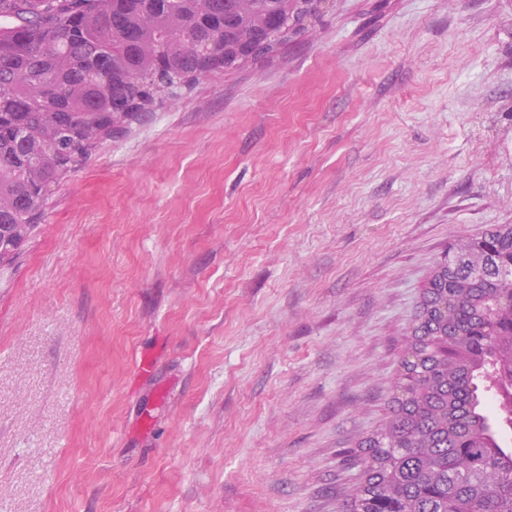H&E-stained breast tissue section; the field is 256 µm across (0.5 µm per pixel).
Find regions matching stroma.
Segmentation results:
<instances>
[{"mask_svg":"<svg viewBox=\"0 0 512 512\" xmlns=\"http://www.w3.org/2000/svg\"><path fill=\"white\" fill-rule=\"evenodd\" d=\"M499 224L512 0H334L103 142L0 269V512H341L432 271Z\"/></svg>","mask_w":512,"mask_h":512,"instance_id":"1","label":"stroma"}]
</instances>
